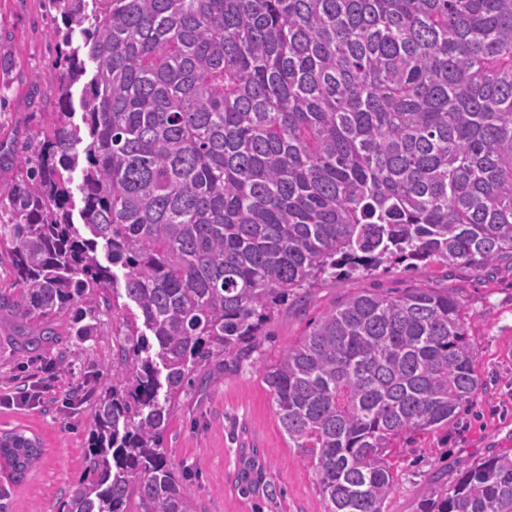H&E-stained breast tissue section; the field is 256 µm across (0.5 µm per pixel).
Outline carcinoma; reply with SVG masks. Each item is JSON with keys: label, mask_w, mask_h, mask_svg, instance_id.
I'll return each mask as SVG.
<instances>
[{"label": "carcinoma", "mask_w": 512, "mask_h": 512, "mask_svg": "<svg viewBox=\"0 0 512 512\" xmlns=\"http://www.w3.org/2000/svg\"><path fill=\"white\" fill-rule=\"evenodd\" d=\"M51 3L58 111L0 186V309L33 348L117 324L62 512H198L168 423L288 296L401 260L512 255V0ZM256 369L324 512H382L391 448L453 426L482 385L441 288L360 291ZM43 452L0 433V512ZM241 453L237 483L274 498L256 449ZM421 512H512V456L431 489Z\"/></svg>", "instance_id": "1"}]
</instances>
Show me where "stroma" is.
<instances>
[{"label":"stroma","instance_id":"35a3bbf8","mask_svg":"<svg viewBox=\"0 0 512 512\" xmlns=\"http://www.w3.org/2000/svg\"><path fill=\"white\" fill-rule=\"evenodd\" d=\"M61 17L49 0H0V54L10 57L0 74V143L38 130L49 77L60 53L49 36ZM408 288H447L462 302L475 336V366L484 389L446 431L402 441L391 457L395 488L383 512H420L430 487L451 485L483 459L512 454V257L492 266L392 263L369 275L326 279L279 307L263 324L253 360L225 370L213 362L209 382L183 398L171 418L164 449L180 470L184 486L201 512H324L325 502L304 455L289 447L276 410L254 363L276 361L314 321L347 294L360 289L401 292ZM13 314L0 310V399L29 384L40 363L67 352L69 366L57 372L35 407L0 406V431L17 429L38 436L43 458L16 487L10 512H61L83 472L87 409L59 411L77 383L97 387L86 349L97 361L112 360V324L79 341L64 336L31 351L16 333ZM257 449L265 477L281 489L276 502L242 492L235 480L239 451Z\"/></svg>","mask_w":512,"mask_h":512}]
</instances>
